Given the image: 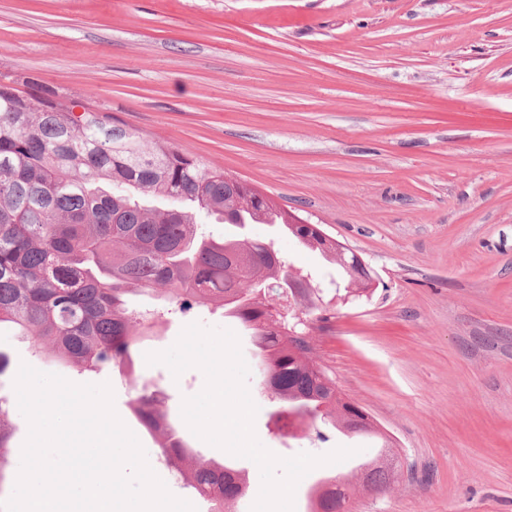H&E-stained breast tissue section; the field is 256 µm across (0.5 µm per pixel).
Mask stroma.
Returning <instances> with one entry per match:
<instances>
[{"label": "stroma", "mask_w": 512, "mask_h": 512, "mask_svg": "<svg viewBox=\"0 0 512 512\" xmlns=\"http://www.w3.org/2000/svg\"><path fill=\"white\" fill-rule=\"evenodd\" d=\"M0 70L22 90L78 95L264 194L347 244L379 281L344 301L328 289L313 358L342 396L397 440L394 482L365 492L360 464L381 440L314 441L270 418L250 333L199 308L168 314L131 359L77 373L0 326L14 396L21 363L78 384L109 383L120 419L155 473L197 512L209 505L163 462L161 435L130 410L141 389L182 424L183 397L204 386L196 368L173 377L144 355L191 323L232 330L249 366L255 433L282 457L353 449L299 482L295 512L325 476L352 512H512V0H0ZM273 242L294 268L326 279L336 267L271 224L243 231ZM190 458L246 474L257 465L184 431Z\"/></svg>", "instance_id": "35a3bbf8"}]
</instances>
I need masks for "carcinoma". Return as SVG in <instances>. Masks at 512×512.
<instances>
[{"label":"carcinoma","instance_id":"1","mask_svg":"<svg viewBox=\"0 0 512 512\" xmlns=\"http://www.w3.org/2000/svg\"><path fill=\"white\" fill-rule=\"evenodd\" d=\"M0 70V325H13L37 349L79 371L123 363L148 336L145 315L127 295L152 292L188 313L208 303L251 331L262 383L277 417L308 418L356 431L348 410L321 378L327 372L290 347L291 315L270 312L284 279L277 253L241 238L208 239L195 228L204 211L226 224H280L291 212L246 181L164 142H148L109 115L54 93L31 97ZM302 244L326 255L358 292L361 271L312 232ZM136 419L165 438L160 455L184 476L187 444L142 389ZM10 405L0 396V482L10 465ZM191 486L209 512H235L246 493L241 471L192 462ZM379 489L389 467L368 466ZM309 512H336V493L316 485Z\"/></svg>","mask_w":512,"mask_h":512}]
</instances>
